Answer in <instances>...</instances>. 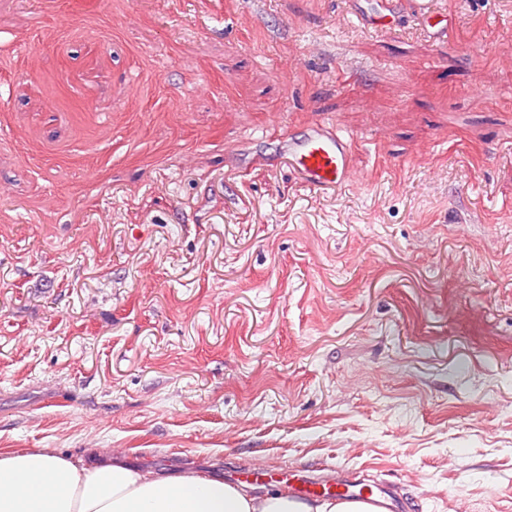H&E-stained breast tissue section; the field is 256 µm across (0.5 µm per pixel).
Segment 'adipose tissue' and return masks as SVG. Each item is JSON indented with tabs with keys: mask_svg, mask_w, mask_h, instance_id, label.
Instances as JSON below:
<instances>
[{
	"mask_svg": "<svg viewBox=\"0 0 512 512\" xmlns=\"http://www.w3.org/2000/svg\"><path fill=\"white\" fill-rule=\"evenodd\" d=\"M0 512H383L374 503L312 501L197 474L164 476L107 459L89 463L48 450L0 454Z\"/></svg>",
	"mask_w": 512,
	"mask_h": 512,
	"instance_id": "obj_1",
	"label": "adipose tissue"
}]
</instances>
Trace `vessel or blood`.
<instances>
[{"mask_svg":"<svg viewBox=\"0 0 512 512\" xmlns=\"http://www.w3.org/2000/svg\"><path fill=\"white\" fill-rule=\"evenodd\" d=\"M402 10L414 20L423 22L429 37L438 44L447 43L452 31L447 12L439 11L437 0H401ZM285 160L301 181L315 194L333 195L344 190L355 170V158L360 148L358 140L331 122L307 125L299 137H286ZM301 493L306 498L334 497L339 499L394 500L391 486L373 488L357 486L355 480L339 476L334 483L319 481L305 485Z\"/></svg>","mask_w":512,"mask_h":512,"instance_id":"1","label":"vessel or blood"}]
</instances>
